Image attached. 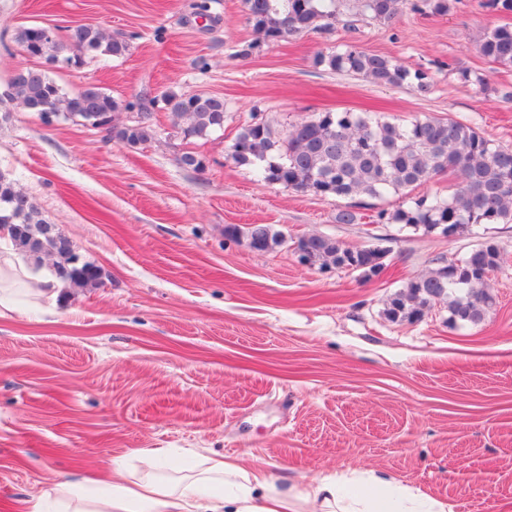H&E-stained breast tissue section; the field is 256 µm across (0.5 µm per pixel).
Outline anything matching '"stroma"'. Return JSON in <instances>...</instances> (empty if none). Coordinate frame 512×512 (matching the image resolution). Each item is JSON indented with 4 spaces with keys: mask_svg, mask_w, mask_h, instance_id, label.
<instances>
[{
    "mask_svg": "<svg viewBox=\"0 0 512 512\" xmlns=\"http://www.w3.org/2000/svg\"><path fill=\"white\" fill-rule=\"evenodd\" d=\"M82 24L128 52L62 69L17 40L25 26ZM505 24L512 13L492 0H451L444 16L407 2L356 35L260 42L243 0H0V92L16 69L42 68L66 92L94 84L111 95L118 124L145 105L157 125L152 142L133 146L0 101V171L101 272L96 287L0 318V512H34L55 480L118 459L138 468L143 448L258 458L308 481L375 469L451 512H512V223L452 237L373 223L408 202L390 195L340 224L343 199L267 184L230 157L252 117L283 132L346 110L450 115L510 147L512 100L499 92L512 89V68L475 41ZM351 44L426 71L431 93L314 64ZM171 90L222 96L223 129L183 138L162 101ZM187 150L204 171L178 164ZM254 224L286 245L252 249ZM310 234L387 248L386 268L366 280L302 263L294 244ZM487 240L504 263L484 320L449 325L439 304L414 321L385 318L408 280Z\"/></svg>",
    "mask_w": 512,
    "mask_h": 512,
    "instance_id": "1",
    "label": "stroma"
}]
</instances>
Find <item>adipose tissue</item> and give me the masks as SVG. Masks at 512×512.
I'll return each instance as SVG.
<instances>
[{
    "label": "adipose tissue",
    "instance_id": "ef3b65f1",
    "mask_svg": "<svg viewBox=\"0 0 512 512\" xmlns=\"http://www.w3.org/2000/svg\"><path fill=\"white\" fill-rule=\"evenodd\" d=\"M61 288L23 253L0 252V315L41 306ZM140 456L137 471L117 460L104 475L57 482L56 512H448L447 503L376 471L286 480L239 457L198 465L175 463L167 448H145Z\"/></svg>",
    "mask_w": 512,
    "mask_h": 512
}]
</instances>
